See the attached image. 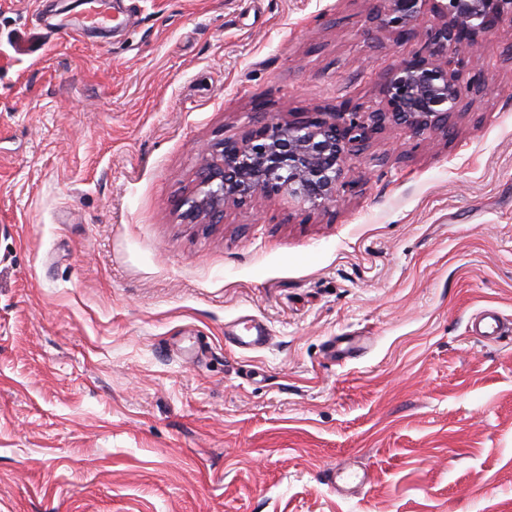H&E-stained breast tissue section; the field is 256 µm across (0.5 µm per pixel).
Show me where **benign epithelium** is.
Here are the masks:
<instances>
[{"instance_id":"benign-epithelium-1","label":"benign epithelium","mask_w":512,"mask_h":512,"mask_svg":"<svg viewBox=\"0 0 512 512\" xmlns=\"http://www.w3.org/2000/svg\"><path fill=\"white\" fill-rule=\"evenodd\" d=\"M375 16L396 40L417 39L394 68L381 107L363 112L345 103L298 121L271 119L239 139L218 144L177 207L192 224H219L224 209L257 197L286 196L318 210L336 198L344 157L390 122L419 135L448 134L451 117L479 89L476 53L482 37L507 23L512 0H386Z\"/></svg>"}]
</instances>
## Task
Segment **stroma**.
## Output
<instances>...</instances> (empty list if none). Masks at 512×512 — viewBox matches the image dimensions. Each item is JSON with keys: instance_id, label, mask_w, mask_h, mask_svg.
<instances>
[{"instance_id": "obj_1", "label": "stroma", "mask_w": 512, "mask_h": 512, "mask_svg": "<svg viewBox=\"0 0 512 512\" xmlns=\"http://www.w3.org/2000/svg\"><path fill=\"white\" fill-rule=\"evenodd\" d=\"M106 3L0 0V512H512V332H470L512 323V27L448 134L206 229L211 146L372 111L417 44L376 0ZM472 331L476 336L495 340L501 336L502 321L497 311L485 310L472 318Z\"/></svg>"}]
</instances>
